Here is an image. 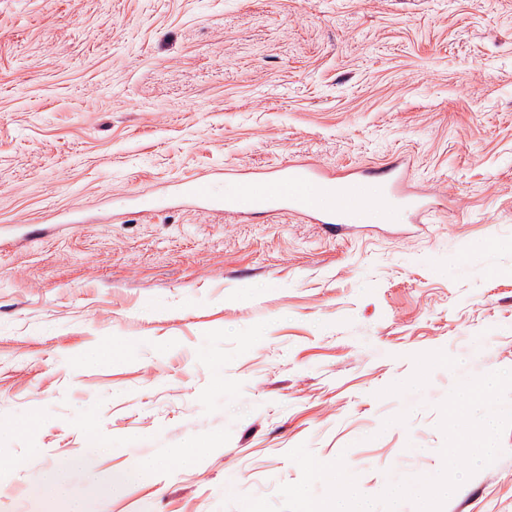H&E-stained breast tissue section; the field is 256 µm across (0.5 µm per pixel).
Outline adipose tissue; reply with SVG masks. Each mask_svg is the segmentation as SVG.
I'll list each match as a JSON object with an SVG mask.
<instances>
[{
  "mask_svg": "<svg viewBox=\"0 0 512 512\" xmlns=\"http://www.w3.org/2000/svg\"><path fill=\"white\" fill-rule=\"evenodd\" d=\"M35 486L42 501L61 506L62 512H89L90 505L103 502L118 483L94 476L90 458L79 455L64 464L40 470Z\"/></svg>",
  "mask_w": 512,
  "mask_h": 512,
  "instance_id": "adipose-tissue-1",
  "label": "adipose tissue"
}]
</instances>
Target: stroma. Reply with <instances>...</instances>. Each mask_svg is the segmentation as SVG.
<instances>
[{
	"label": "stroma",
	"mask_w": 512,
	"mask_h": 512,
	"mask_svg": "<svg viewBox=\"0 0 512 512\" xmlns=\"http://www.w3.org/2000/svg\"><path fill=\"white\" fill-rule=\"evenodd\" d=\"M393 160L421 220L332 234L177 192ZM508 369L512 0H0V512L87 451L166 461L98 512L278 500L301 444L375 497L437 475L439 404ZM500 445L443 512H512Z\"/></svg>",
	"instance_id": "stroma-1"
}]
</instances>
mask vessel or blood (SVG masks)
<instances>
[{
	"mask_svg": "<svg viewBox=\"0 0 512 512\" xmlns=\"http://www.w3.org/2000/svg\"><path fill=\"white\" fill-rule=\"evenodd\" d=\"M408 175V168L393 161L369 173H356L340 188L332 177L300 165H281L270 175L236 180L220 199L212 198L202 184L187 187L184 195L241 218L286 213L332 230L340 224L394 223L400 207L424 214L427 204L405 189Z\"/></svg>",
	"mask_w": 512,
	"mask_h": 512,
	"instance_id": "1",
	"label": "vessel or blood"
}]
</instances>
